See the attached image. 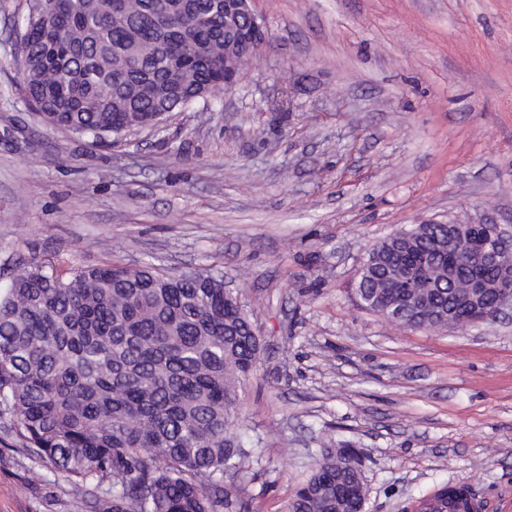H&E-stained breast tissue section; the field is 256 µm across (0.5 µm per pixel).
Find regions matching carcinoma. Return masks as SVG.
Instances as JSON below:
<instances>
[{
    "instance_id": "cac0c4a2",
    "label": "carcinoma",
    "mask_w": 512,
    "mask_h": 512,
    "mask_svg": "<svg viewBox=\"0 0 512 512\" xmlns=\"http://www.w3.org/2000/svg\"><path fill=\"white\" fill-rule=\"evenodd\" d=\"M28 0L25 95L48 125L114 143L160 113L225 90L224 0ZM447 239L431 224L402 264ZM401 280L380 267L354 294L392 321ZM224 279L119 264L35 263L0 291V419L28 455L91 512H238L233 479L253 456L236 442L238 384L259 337ZM322 451L296 512H332L336 477L361 484L360 456Z\"/></svg>"
}]
</instances>
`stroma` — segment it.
<instances>
[{
	"instance_id": "stroma-1",
	"label": "stroma",
	"mask_w": 512,
	"mask_h": 512,
	"mask_svg": "<svg viewBox=\"0 0 512 512\" xmlns=\"http://www.w3.org/2000/svg\"><path fill=\"white\" fill-rule=\"evenodd\" d=\"M0 0V286L32 260L223 274L263 350L240 390L246 512L352 448L364 512L512 487V319L397 326L353 294L413 224L512 225V0H254L237 85L96 143L26 103ZM0 512H87L0 420Z\"/></svg>"
}]
</instances>
